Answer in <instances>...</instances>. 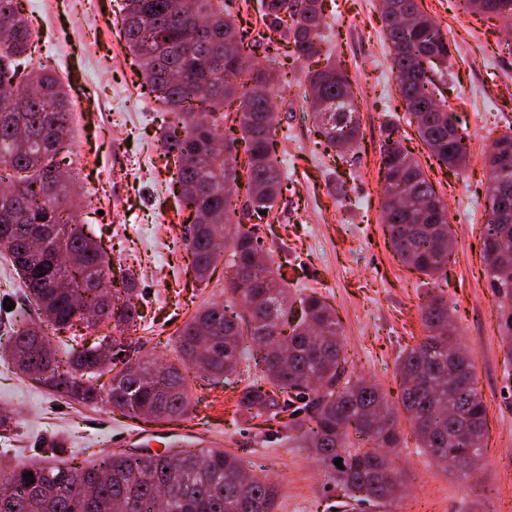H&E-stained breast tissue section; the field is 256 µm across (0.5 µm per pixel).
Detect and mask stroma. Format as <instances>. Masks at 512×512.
Here are the masks:
<instances>
[{
    "label": "stroma",
    "instance_id": "1",
    "mask_svg": "<svg viewBox=\"0 0 512 512\" xmlns=\"http://www.w3.org/2000/svg\"><path fill=\"white\" fill-rule=\"evenodd\" d=\"M75 0H23L38 34L34 63L53 66L72 97L70 148L88 181L103 189L86 202L83 219L113 263L135 275V300L144 318L136 331L145 351L171 358L158 346L202 305L224 298V271L197 281L181 237L190 223L169 189L162 131L166 116L147 95L138 66L119 34V0H94L92 11ZM334 33L332 57L348 71L360 111L363 139L347 162L334 164L317 144L316 120L304 98L306 63L283 50H257L267 69L285 72L274 84L280 115L276 148L289 177L274 211L259 226L264 249L290 287L316 294L335 311L345 337L347 369L374 379L397 400L396 360L425 336L421 309L430 294L444 296L458 332L473 356L474 381L487 403L482 467L468 481L441 472L422 453L407 420L392 467L406 482L391 512H512V366L503 362L500 296L491 288L483 257L487 222L486 156L512 125V32L500 21L460 9L458 0H422L451 52L445 93L466 136L468 162L450 169L430 157L416 133L391 68L380 0H325ZM399 130L403 147L425 168L448 205L454 234L446 274L431 279L403 265L381 223L380 148L385 123ZM347 194H336L337 185ZM196 407L170 421L132 418L99 405L56 396L0 361V403L19 422L18 437L0 444V456L39 460L47 442L92 461L110 451L142 453L141 432H154L148 449L184 450L211 443L241 454L246 466L281 483L277 512H326L339 488L310 451L285 439L277 422L249 428L236 412L239 378L204 380L186 374Z\"/></svg>",
    "mask_w": 512,
    "mask_h": 512
}]
</instances>
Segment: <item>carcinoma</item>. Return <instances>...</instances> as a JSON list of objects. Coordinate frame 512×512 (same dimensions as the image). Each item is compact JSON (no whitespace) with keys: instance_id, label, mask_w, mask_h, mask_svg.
<instances>
[{"instance_id":"1","label":"carcinoma","mask_w":512,"mask_h":512,"mask_svg":"<svg viewBox=\"0 0 512 512\" xmlns=\"http://www.w3.org/2000/svg\"><path fill=\"white\" fill-rule=\"evenodd\" d=\"M459 0V8L512 23V0ZM269 30L294 59L316 63L306 74L305 98L315 115L318 145L333 160L358 146L361 127L347 73L319 67L326 39L324 0H260ZM120 34L136 58L148 90L171 115L164 157L174 166V194L191 210L183 244L203 282L224 262V301L197 310L178 329L175 359L141 353L130 336L142 319L134 277L112 260L79 220L82 200L63 154L71 121L69 93L56 73L32 63L31 21L19 0H0V251L24 285L23 320L0 321V358L52 393L83 405L101 404L130 417L154 420L189 414L185 372L228 377L241 366L254 376L239 393L237 412L275 419L329 471L344 496L390 506L402 489L380 448H398L399 412L407 414L418 447L435 465L467 480L481 463L487 405L474 387L473 363L448 302L432 297L422 310L428 332L398 357L401 394L389 401L370 379L347 374L340 322L315 295L295 299L280 268L263 249L256 225L288 189L287 170L274 147L279 123L270 94L272 71L248 66L261 47L240 30L224 0H121ZM380 17L391 60L417 134L437 161L466 165L465 138L437 98L432 66L449 47L418 0H382ZM245 76L242 85L233 79ZM238 107H233V104ZM386 127L380 151L384 173L382 220L400 261L435 278L451 257L448 210L418 160ZM245 164H240L238 145ZM512 128L488 157L483 253L490 283L509 308L501 324L504 360L512 363ZM246 186L238 203L239 186ZM112 322V334L88 346L79 329ZM152 374L116 370L115 357ZM113 373L108 388L84 377ZM17 434L13 411L0 406V442ZM31 464L0 461V512H275L279 487L249 472L235 452L219 448L144 455L113 452L94 465L76 455ZM341 459L337 468L335 459ZM33 473V481L24 474Z\"/></svg>"}]
</instances>
